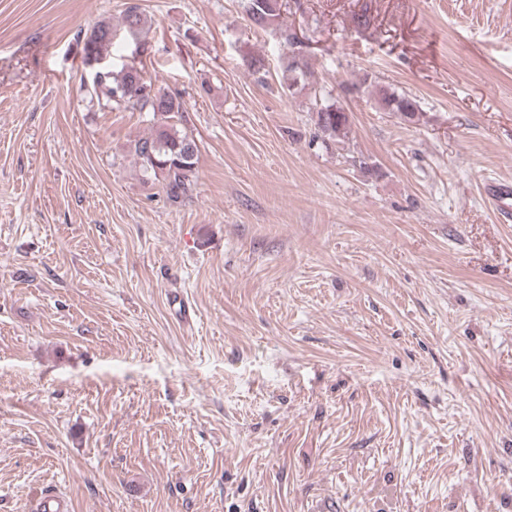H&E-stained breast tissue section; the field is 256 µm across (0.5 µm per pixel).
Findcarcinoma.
Listing matches in <instances>:
<instances>
[{"mask_svg": "<svg viewBox=\"0 0 512 512\" xmlns=\"http://www.w3.org/2000/svg\"><path fill=\"white\" fill-rule=\"evenodd\" d=\"M278 0H245L244 10L251 25L261 29L278 30L285 45H294L295 36L281 20ZM122 25L135 40V48L145 49L140 34L146 25V16L138 0H127L122 14ZM112 21L102 20L83 36L85 61L104 57L112 45ZM310 74L304 58L293 52L288 56L282 86L290 93ZM90 101L113 110L136 111L146 114L151 132L131 143L129 155L142 172V176L162 185L167 199L179 203L189 197L196 184L198 146L182 129L186 109L180 97L154 87L147 80L143 66L124 64L115 71L101 67L87 85ZM379 108L394 112L404 121L420 119L417 100L409 94L381 86L376 92ZM315 124L323 138L341 140L347 137L350 121L347 110L336 102L322 101L315 108Z\"/></svg>", "mask_w": 512, "mask_h": 512, "instance_id": "obj_1", "label": "carcinoma"}]
</instances>
